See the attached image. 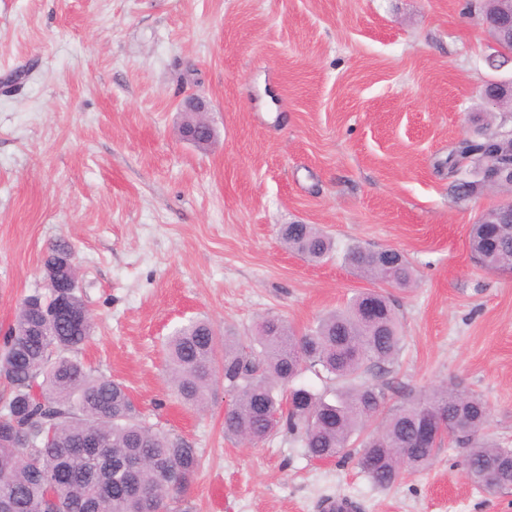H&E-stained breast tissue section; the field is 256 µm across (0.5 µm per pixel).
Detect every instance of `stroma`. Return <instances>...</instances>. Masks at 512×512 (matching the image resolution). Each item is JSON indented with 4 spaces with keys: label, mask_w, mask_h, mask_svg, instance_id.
Instances as JSON below:
<instances>
[{
    "label": "stroma",
    "mask_w": 512,
    "mask_h": 512,
    "mask_svg": "<svg viewBox=\"0 0 512 512\" xmlns=\"http://www.w3.org/2000/svg\"><path fill=\"white\" fill-rule=\"evenodd\" d=\"M467 0H0V334L45 288L49 247L74 250L94 334L76 353L127 386L148 423L201 454L195 512H512L465 476V449L375 487L346 457L278 433L224 434L167 382L163 342L191 318L250 341L265 316L315 326L372 280L340 255L288 251L283 225L337 247L393 246L416 283L394 291L404 336L394 402L453 383L483 396L512 448V273L480 268L469 229L500 195L457 199L448 153L472 135L495 70ZM215 141L178 126L188 95Z\"/></svg>",
    "instance_id": "35a3bbf8"
}]
</instances>
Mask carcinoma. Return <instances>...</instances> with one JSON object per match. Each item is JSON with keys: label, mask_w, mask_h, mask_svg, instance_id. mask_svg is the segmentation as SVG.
I'll use <instances>...</instances> for the list:
<instances>
[{"label": "carcinoma", "mask_w": 512, "mask_h": 512, "mask_svg": "<svg viewBox=\"0 0 512 512\" xmlns=\"http://www.w3.org/2000/svg\"><path fill=\"white\" fill-rule=\"evenodd\" d=\"M507 118L495 113L476 136L448 153V167L482 170ZM505 207L481 214L470 230V249L484 269L512 272V223L496 224ZM281 236L294 253L321 261L335 241L313 224H287ZM347 265L383 285L363 292L342 310L297 334L282 318L265 316L249 345L224 337L204 319H191L167 337L168 375L187 404H208L217 377L231 393L224 434L256 444L281 430L303 444L310 457L327 459L363 438L359 466L370 481L388 488L403 470L427 468L445 444L466 446L470 481L488 492L512 488V449L487 438L489 412L482 397L455 385L417 400L391 405L388 382L368 375L394 361L404 336L387 288L414 281L402 253L390 262L375 249L352 245ZM378 301L374 319L363 308ZM34 311L21 303L0 347V379L9 387L0 424V512H190L200 467L198 450L182 437L146 425L119 381L94 376L69 356L89 341L92 320L78 333L55 323L31 336ZM305 370L341 387L328 400L295 384ZM432 412L445 429L427 446L417 442L421 421Z\"/></svg>", "instance_id": "1"}]
</instances>
